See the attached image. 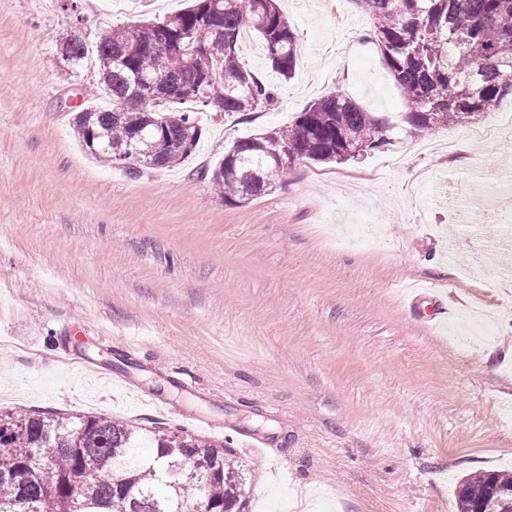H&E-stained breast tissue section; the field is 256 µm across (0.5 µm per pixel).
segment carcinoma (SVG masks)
<instances>
[{"label": "carcinoma", "instance_id": "1", "mask_svg": "<svg viewBox=\"0 0 512 512\" xmlns=\"http://www.w3.org/2000/svg\"><path fill=\"white\" fill-rule=\"evenodd\" d=\"M373 34L410 103L406 132L470 122L512 93V0H360ZM256 34L271 69L291 77L297 36L276 0H193L162 21L112 26L95 46L104 107L75 106L72 131L98 158L132 147L149 168L184 162L202 132L194 112L217 104L246 115L275 101L274 90L240 61ZM71 67L87 46L58 42ZM391 128L344 93L313 102L293 124L235 141L210 171L224 203L266 192L300 161L341 163L389 144ZM255 475L236 450L177 427H140L104 415L0 409V512H249ZM512 490V473L482 472L456 488L457 512L482 490Z\"/></svg>", "mask_w": 512, "mask_h": 512}]
</instances>
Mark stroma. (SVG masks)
Listing matches in <instances>:
<instances>
[{"mask_svg": "<svg viewBox=\"0 0 512 512\" xmlns=\"http://www.w3.org/2000/svg\"><path fill=\"white\" fill-rule=\"evenodd\" d=\"M188 0H0V407L107 414L230 442L255 475L251 512H455L465 476L512 472V245L497 238L486 173L492 122L419 135L355 0H279L297 66L279 80L256 36L239 54L276 101L199 112L181 165L130 172L75 140L93 69L56 51L112 25L163 20ZM342 92L394 123L384 149L297 163L236 205L207 169L236 139L293 123ZM466 197L462 212L423 202ZM345 224L377 237L340 246ZM434 289L482 326L433 330L407 307ZM485 323V324H486ZM92 360L127 384L84 376ZM148 395L171 405H144ZM265 447H255V439ZM61 45L63 47V54L60 57L68 66H81L87 58V53L85 52L87 46L80 36L70 34L69 36L62 38L60 42L57 41V53Z\"/></svg>", "mask_w": 512, "mask_h": 512, "instance_id": "stroma-1", "label": "stroma"}]
</instances>
